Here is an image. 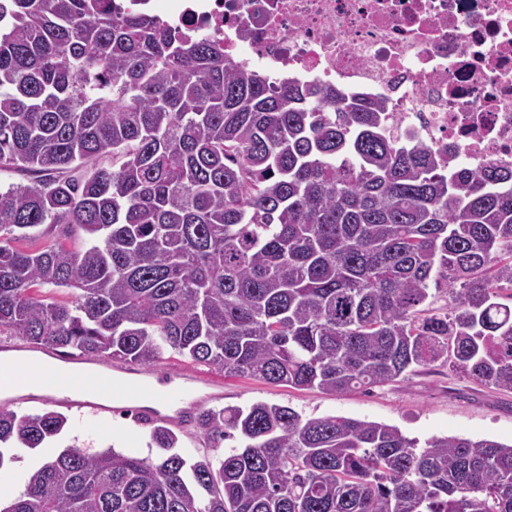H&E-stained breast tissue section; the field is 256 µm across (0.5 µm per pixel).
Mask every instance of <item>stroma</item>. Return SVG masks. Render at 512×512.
Returning a JSON list of instances; mask_svg holds the SVG:
<instances>
[{
  "label": "stroma",
  "mask_w": 512,
  "mask_h": 512,
  "mask_svg": "<svg viewBox=\"0 0 512 512\" xmlns=\"http://www.w3.org/2000/svg\"><path fill=\"white\" fill-rule=\"evenodd\" d=\"M157 370L190 372L197 376L196 388L206 393L207 384H224L221 407H247L254 402L289 406L306 417L343 416L398 427L405 436L425 444L433 437L463 436L512 442V391L485 386L440 364L422 366L397 381L369 390L353 389L332 395L317 389L275 386L256 379L225 378L209 367L165 355ZM68 424L57 448L75 446L88 451L108 448L118 439V451L157 458L149 427L131 415L114 410L95 416L66 409Z\"/></svg>",
  "instance_id": "35a3bbf8"
}]
</instances>
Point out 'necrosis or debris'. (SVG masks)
Instances as JSON below:
<instances>
[{
	"instance_id": "necrosis-or-debris-1",
	"label": "necrosis or debris",
	"mask_w": 512,
	"mask_h": 512,
	"mask_svg": "<svg viewBox=\"0 0 512 512\" xmlns=\"http://www.w3.org/2000/svg\"><path fill=\"white\" fill-rule=\"evenodd\" d=\"M246 68L389 100L395 132L512 167V0H125Z\"/></svg>"
}]
</instances>
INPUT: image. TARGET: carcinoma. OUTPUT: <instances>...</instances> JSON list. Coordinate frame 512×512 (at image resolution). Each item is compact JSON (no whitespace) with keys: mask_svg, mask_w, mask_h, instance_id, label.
I'll use <instances>...</instances> for the list:
<instances>
[{"mask_svg":"<svg viewBox=\"0 0 512 512\" xmlns=\"http://www.w3.org/2000/svg\"><path fill=\"white\" fill-rule=\"evenodd\" d=\"M8 2L0 170L32 179L0 189V327L59 355L174 353L333 395L435 363L512 390L511 169L454 166L396 136L386 101L271 82L115 0ZM64 425L0 405V444ZM196 428L215 455L183 457L163 424L158 462L66 448L0 512H512V444L420 448L265 402Z\"/></svg>","mask_w":512,"mask_h":512,"instance_id":"obj_1","label":"carcinoma"}]
</instances>
